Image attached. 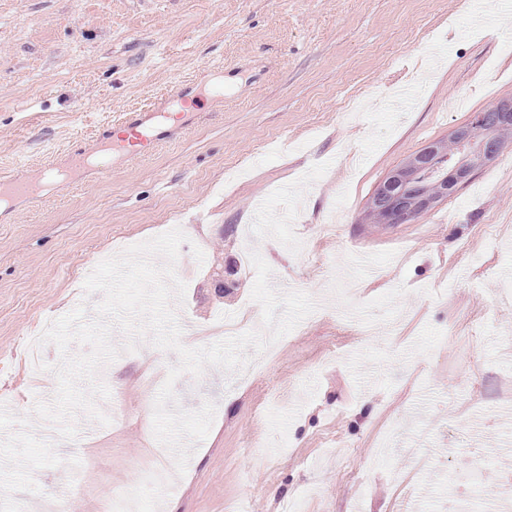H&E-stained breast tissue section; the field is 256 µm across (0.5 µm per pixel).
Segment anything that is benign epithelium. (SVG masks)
Listing matches in <instances>:
<instances>
[{"label":"benign epithelium","mask_w":512,"mask_h":512,"mask_svg":"<svg viewBox=\"0 0 512 512\" xmlns=\"http://www.w3.org/2000/svg\"><path fill=\"white\" fill-rule=\"evenodd\" d=\"M493 120L496 126L512 125V98H505L495 107ZM487 126L485 113L480 112L465 126L454 129L450 138L465 143L473 134ZM498 138L488 136L479 145L483 163H489L500 151ZM442 156L441 145L433 143L409 156L379 185L372 197L373 206L383 213L385 224H409L417 213L433 208L440 199L448 197V190L439 195L425 191L423 173L435 166Z\"/></svg>","instance_id":"7a95c632"}]
</instances>
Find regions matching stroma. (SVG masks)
Returning <instances> with one entry per match:
<instances>
[{"mask_svg": "<svg viewBox=\"0 0 512 512\" xmlns=\"http://www.w3.org/2000/svg\"><path fill=\"white\" fill-rule=\"evenodd\" d=\"M174 91L203 110L147 154L0 207V402L23 415L52 399L29 346L99 302L85 265L176 227L184 345L219 341L220 314L260 321L253 249L277 289L319 307L261 373L178 379L184 409L217 405L180 477L143 409L177 357L121 355L98 403L118 423L78 416L22 501L70 488L72 512L118 491L133 512H448L453 494L512 512V139L414 223L367 218L406 157L512 97V0H0V179L67 168ZM477 457L478 481L449 488Z\"/></svg>", "mask_w": 512, "mask_h": 512, "instance_id": "1", "label": "stroma"}]
</instances>
